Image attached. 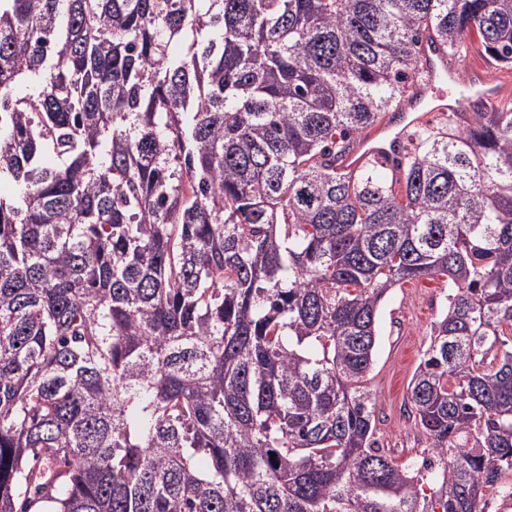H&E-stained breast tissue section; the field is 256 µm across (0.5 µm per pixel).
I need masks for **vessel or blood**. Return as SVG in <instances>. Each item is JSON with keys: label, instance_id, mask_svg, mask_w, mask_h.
I'll use <instances>...</instances> for the list:
<instances>
[{"label": "vessel or blood", "instance_id": "vessel-or-blood-1", "mask_svg": "<svg viewBox=\"0 0 512 512\" xmlns=\"http://www.w3.org/2000/svg\"><path fill=\"white\" fill-rule=\"evenodd\" d=\"M421 63L425 77L415 85L412 95L403 101L398 121L381 124L372 135L359 140L345 158V166L356 169L374 160L387 170H396L397 161L403 155L402 147L408 130L421 125L427 118L422 110L425 102H435L440 112L465 111L468 98L459 90L444 50L431 42H424L421 47Z\"/></svg>", "mask_w": 512, "mask_h": 512}]
</instances>
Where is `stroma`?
<instances>
[{
    "mask_svg": "<svg viewBox=\"0 0 512 512\" xmlns=\"http://www.w3.org/2000/svg\"><path fill=\"white\" fill-rule=\"evenodd\" d=\"M447 292V283L439 278L408 282L389 292L380 311L374 365L368 376L381 445L397 461L417 467L430 441L416 424L407 387Z\"/></svg>",
    "mask_w": 512,
    "mask_h": 512,
    "instance_id": "35a3bbf8",
    "label": "stroma"
}]
</instances>
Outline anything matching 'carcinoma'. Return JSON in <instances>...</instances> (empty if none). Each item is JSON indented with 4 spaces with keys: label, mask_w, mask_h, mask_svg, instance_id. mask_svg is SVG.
<instances>
[{
    "label": "carcinoma",
    "mask_w": 512,
    "mask_h": 512,
    "mask_svg": "<svg viewBox=\"0 0 512 512\" xmlns=\"http://www.w3.org/2000/svg\"><path fill=\"white\" fill-rule=\"evenodd\" d=\"M425 38L511 68L512 0H0V512L512 499V103L343 166ZM434 277L423 473L366 377Z\"/></svg>",
    "instance_id": "obj_1"
}]
</instances>
